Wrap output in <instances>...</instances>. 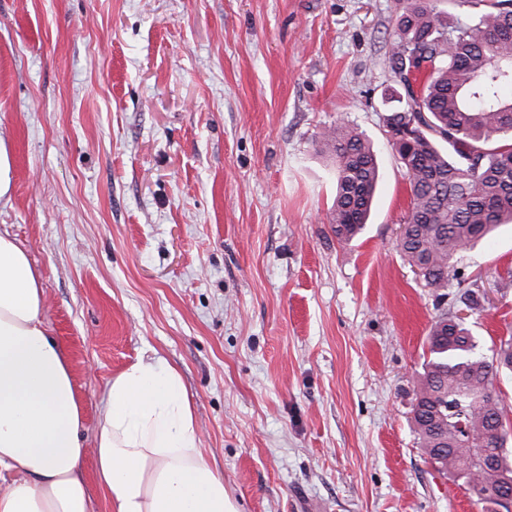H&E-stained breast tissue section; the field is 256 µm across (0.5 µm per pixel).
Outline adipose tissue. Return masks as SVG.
Returning a JSON list of instances; mask_svg holds the SVG:
<instances>
[{
	"instance_id": "adipose-tissue-1",
	"label": "adipose tissue",
	"mask_w": 512,
	"mask_h": 512,
	"mask_svg": "<svg viewBox=\"0 0 512 512\" xmlns=\"http://www.w3.org/2000/svg\"><path fill=\"white\" fill-rule=\"evenodd\" d=\"M27 253L0 232V512H90L93 458L109 512H240L200 448L180 372L151 359L112 376L93 448Z\"/></svg>"
}]
</instances>
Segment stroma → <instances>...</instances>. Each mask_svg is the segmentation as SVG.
I'll return each instance as SVG.
<instances>
[{
	"label": "stroma",
	"mask_w": 512,
	"mask_h": 512,
	"mask_svg": "<svg viewBox=\"0 0 512 512\" xmlns=\"http://www.w3.org/2000/svg\"><path fill=\"white\" fill-rule=\"evenodd\" d=\"M402 0H0V232L26 251L93 447L112 375L162 357L241 512H504L412 428L436 289L396 248L410 187L385 127ZM349 123L382 177L338 242L316 140ZM456 295L512 336V225Z\"/></svg>",
	"instance_id": "1"
}]
</instances>
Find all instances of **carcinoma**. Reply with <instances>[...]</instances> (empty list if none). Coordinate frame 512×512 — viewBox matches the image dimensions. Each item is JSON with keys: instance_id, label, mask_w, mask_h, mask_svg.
Listing matches in <instances>:
<instances>
[{"instance_id": "obj_1", "label": "carcinoma", "mask_w": 512, "mask_h": 512, "mask_svg": "<svg viewBox=\"0 0 512 512\" xmlns=\"http://www.w3.org/2000/svg\"><path fill=\"white\" fill-rule=\"evenodd\" d=\"M470 19L406 0L389 68L400 89L386 116L411 192L397 247L424 270L429 288L448 287L462 253L512 223V0H448ZM320 153L336 174L329 223L347 243L365 227L379 166L370 139L348 125L324 129ZM416 380L412 425L432 463L479 501L509 509L512 436L493 380L512 372V337L486 357L464 322L443 309Z\"/></svg>"}]
</instances>
